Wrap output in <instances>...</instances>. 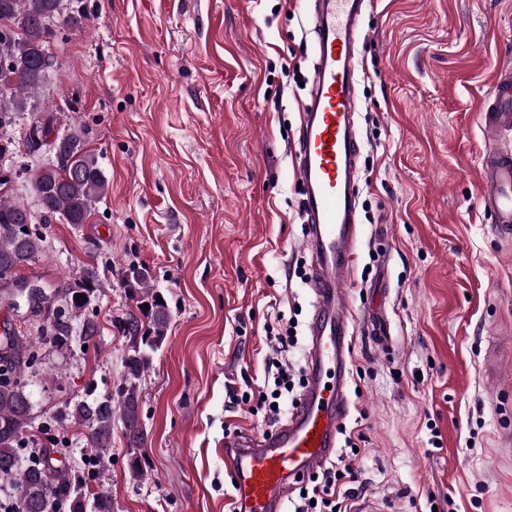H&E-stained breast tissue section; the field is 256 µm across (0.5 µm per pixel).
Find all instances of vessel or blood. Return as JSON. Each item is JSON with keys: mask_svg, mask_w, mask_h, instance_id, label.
Returning a JSON list of instances; mask_svg holds the SVG:
<instances>
[{"mask_svg": "<svg viewBox=\"0 0 512 512\" xmlns=\"http://www.w3.org/2000/svg\"><path fill=\"white\" fill-rule=\"evenodd\" d=\"M370 0H314V61L293 167L304 196L306 246L315 296L309 325L307 385L298 406L262 436L224 442V466L237 485L240 512H284L290 489L336 452L348 414L354 333L346 289L356 261L358 157L357 60ZM490 146L481 161L479 204L499 235L512 239V70L498 71L479 109Z\"/></svg>", "mask_w": 512, "mask_h": 512, "instance_id": "b4317fda", "label": "vessel or blood"}]
</instances>
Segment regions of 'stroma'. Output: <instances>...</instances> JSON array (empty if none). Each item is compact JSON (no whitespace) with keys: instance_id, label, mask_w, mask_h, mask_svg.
Returning a JSON list of instances; mask_svg holds the SVG:
<instances>
[{"instance_id":"1","label":"stroma","mask_w":512,"mask_h":512,"mask_svg":"<svg viewBox=\"0 0 512 512\" xmlns=\"http://www.w3.org/2000/svg\"><path fill=\"white\" fill-rule=\"evenodd\" d=\"M39 94L55 133L84 128L108 181L88 223L44 226L50 260L22 269L53 289L84 265L107 286L97 345L40 348V437L51 414L124 376V290L147 265L170 310L141 383L147 475L125 463L121 422L99 480L114 512H224V437L272 424L229 401L267 387L265 324L313 312L302 191L291 150L311 79L309 0H65ZM357 61L360 193L355 317L383 309L390 340L353 343L345 428L363 433L353 499L391 512H512V242L478 204L486 141L477 107L512 64V0H374ZM496 355V371L484 359Z\"/></svg>"}]
</instances>
